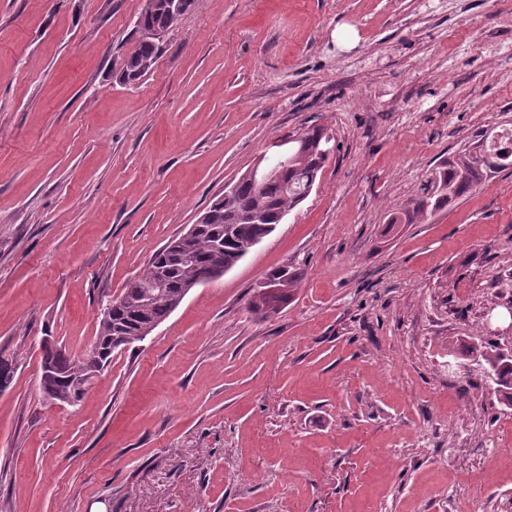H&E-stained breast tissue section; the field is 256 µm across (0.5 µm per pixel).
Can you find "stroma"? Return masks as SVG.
I'll list each match as a JSON object with an SVG mask.
<instances>
[{
	"mask_svg": "<svg viewBox=\"0 0 512 512\" xmlns=\"http://www.w3.org/2000/svg\"><path fill=\"white\" fill-rule=\"evenodd\" d=\"M143 6L0 0V512H502L512 410L448 347H512V174L389 217L512 122V0H200L123 85ZM312 124L306 200L79 403L45 398L43 338L83 356L101 302ZM301 280L302 272L293 267L287 266L273 271L268 276V283L275 285L277 288L266 283L259 287L262 289L257 292L255 301L264 298L273 288L275 291L265 299L260 300L259 303H252L249 308L250 312L264 317L275 313L280 305L288 300L295 288L299 287Z\"/></svg>",
	"mask_w": 512,
	"mask_h": 512,
	"instance_id": "obj_1",
	"label": "stroma"
}]
</instances>
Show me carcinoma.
Wrapping results in <instances>:
<instances>
[{
  "label": "carcinoma",
  "instance_id": "carcinoma-1",
  "mask_svg": "<svg viewBox=\"0 0 512 512\" xmlns=\"http://www.w3.org/2000/svg\"><path fill=\"white\" fill-rule=\"evenodd\" d=\"M198 0H178L172 8L157 0L151 10H142L135 23L137 40L133 50L117 56L112 75L124 85L135 84L154 70L162 37L178 20L192 11ZM501 137L482 135L467 147L440 162L422 185L421 193L410 198L402 215L391 223L415 224L427 216L454 207L478 186L495 175L512 171V156L496 148ZM324 128L310 125L285 144L288 155H277L266 174L255 180L240 177L204 209L208 221L204 229L189 240L175 237L159 248L144 269L129 280L120 292L122 301L109 299L101 305L97 336L91 349L81 358L59 346L52 352L57 380L55 392L63 401L81 400L85 383L110 363L114 341L121 345L143 340L141 333L151 323L163 322L172 312L183 287L209 275L218 265L233 268L257 243L270 235L305 197L307 183L317 179L332 147ZM302 272L283 267L269 274L275 291L250 311L264 317L276 312L295 288ZM452 351L468 360L476 357L483 374L498 387L499 401L512 406V358L503 354L495 342L481 345H453Z\"/></svg>",
  "mask_w": 512,
  "mask_h": 512
}]
</instances>
